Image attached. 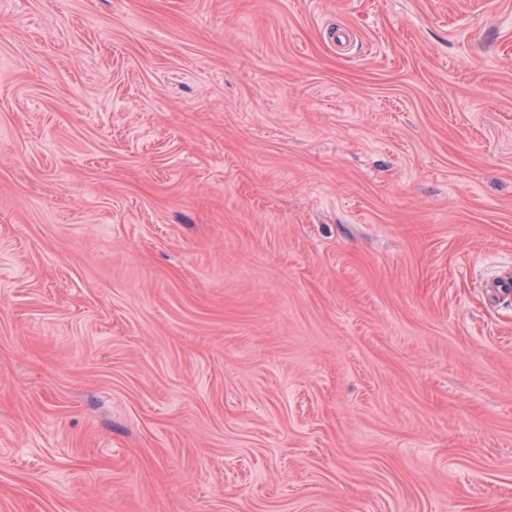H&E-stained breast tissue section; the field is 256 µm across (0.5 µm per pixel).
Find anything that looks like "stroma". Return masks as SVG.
Masks as SVG:
<instances>
[{"instance_id": "obj_1", "label": "stroma", "mask_w": 512, "mask_h": 512, "mask_svg": "<svg viewBox=\"0 0 512 512\" xmlns=\"http://www.w3.org/2000/svg\"><path fill=\"white\" fill-rule=\"evenodd\" d=\"M509 276L512 0H0V512H512Z\"/></svg>"}]
</instances>
